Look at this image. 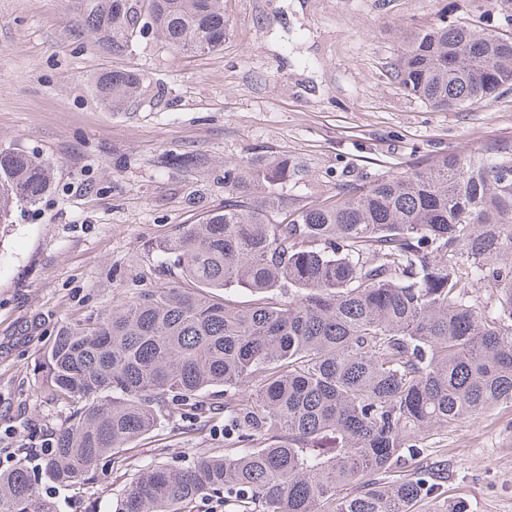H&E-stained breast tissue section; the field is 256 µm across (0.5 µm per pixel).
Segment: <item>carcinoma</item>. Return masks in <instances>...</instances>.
<instances>
[{"instance_id": "obj_1", "label": "carcinoma", "mask_w": 512, "mask_h": 512, "mask_svg": "<svg viewBox=\"0 0 512 512\" xmlns=\"http://www.w3.org/2000/svg\"><path fill=\"white\" fill-rule=\"evenodd\" d=\"M114 52L152 35L176 50L224 44V0H78ZM394 80L444 111L512 86V37L443 14L409 33ZM136 71L98 75L115 111ZM169 153L164 164L199 165ZM53 163L0 144V224L40 203ZM307 178L285 154L224 164V203L160 249L175 275L62 328L38 366L69 409L41 474L86 481L110 457L136 471L112 512H411L436 488L437 431L512 404V142L417 157L294 206ZM254 296L243 305L232 292ZM224 392L221 456L140 466L123 452L175 406L195 417ZM353 485L357 493L340 495ZM0 512H56L24 461L0 472Z\"/></svg>"}]
</instances>
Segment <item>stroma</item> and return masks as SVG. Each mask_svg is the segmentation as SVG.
<instances>
[{"instance_id":"35a3bbf8","label":"stroma","mask_w":512,"mask_h":512,"mask_svg":"<svg viewBox=\"0 0 512 512\" xmlns=\"http://www.w3.org/2000/svg\"><path fill=\"white\" fill-rule=\"evenodd\" d=\"M448 12L488 17L512 35V0H224V44L174 50L149 37L113 55L80 23L74 0H0V142L54 165L39 205L0 225V456L25 460L53 437L67 407L40 389L35 366L62 325L171 282L156 250L224 200V164L261 150L305 165L306 204L353 179L405 171L415 157L465 155L512 141V87L438 112L391 76L401 34ZM145 82L115 112L95 96L102 72ZM206 159L168 168L165 154ZM224 445V421L165 409L140 464L187 466ZM439 488L412 512H512V407L442 431L428 449ZM129 470L100 460L72 487L42 483L57 512H111Z\"/></svg>"}]
</instances>
